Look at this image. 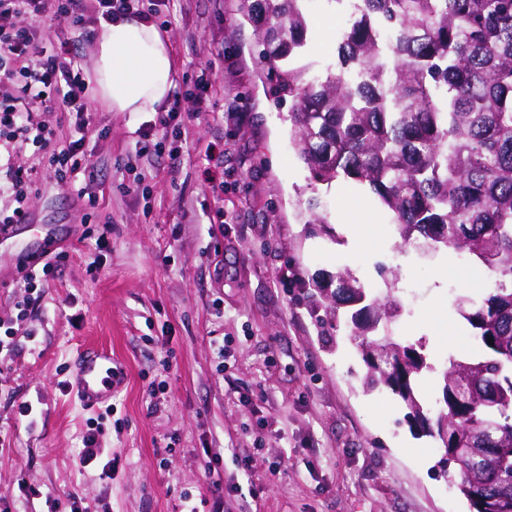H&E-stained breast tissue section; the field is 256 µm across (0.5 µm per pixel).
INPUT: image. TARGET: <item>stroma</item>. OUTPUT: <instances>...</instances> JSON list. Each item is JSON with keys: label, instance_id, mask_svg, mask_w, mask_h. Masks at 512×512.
Listing matches in <instances>:
<instances>
[{"label": "stroma", "instance_id": "35a3bbf8", "mask_svg": "<svg viewBox=\"0 0 512 512\" xmlns=\"http://www.w3.org/2000/svg\"><path fill=\"white\" fill-rule=\"evenodd\" d=\"M153 2L171 17L176 89L208 69L212 111L179 98L170 154L154 150L158 119L130 127L95 96L80 132L67 113H37L57 147L83 141L89 173L68 185L32 146L14 152L36 191L28 223L0 246V268L49 230L65 256L39 294L15 274L0 281V322L16 331L14 352L0 357V505L69 512L75 493L86 512H180L187 500L199 512H470L435 469L441 440L410 425L390 390L363 392L359 351L318 322L312 293L318 282L335 288L343 268L377 295L386 292L381 269L410 273L419 289L397 286L390 332L443 364L477 346L461 336L445 352L440 341L460 320L456 295H484L487 269L460 263L442 282L437 256L397 241L370 237L352 252L346 225L391 216L352 182H315L296 157L290 106L268 93L240 0ZM37 25L71 42L92 73L95 16ZM340 27L336 9L312 10L316 73L335 64ZM313 196L327 223H300ZM82 345L110 349L122 369L110 415L64 389ZM25 402L35 418L20 415ZM93 428L98 455L84 464ZM408 444L426 465L409 458Z\"/></svg>", "mask_w": 512, "mask_h": 512}]
</instances>
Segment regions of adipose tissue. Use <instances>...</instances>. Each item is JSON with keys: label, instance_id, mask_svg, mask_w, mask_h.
<instances>
[{"label": "adipose tissue", "instance_id": "obj_1", "mask_svg": "<svg viewBox=\"0 0 512 512\" xmlns=\"http://www.w3.org/2000/svg\"><path fill=\"white\" fill-rule=\"evenodd\" d=\"M95 91L110 111L139 124L157 112L174 86L167 38L137 14L101 22L93 64Z\"/></svg>", "mask_w": 512, "mask_h": 512}]
</instances>
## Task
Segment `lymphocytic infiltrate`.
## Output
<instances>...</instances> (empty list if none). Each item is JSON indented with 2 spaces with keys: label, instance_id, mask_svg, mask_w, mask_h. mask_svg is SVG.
<instances>
[{
  "label": "lymphocytic infiltrate",
  "instance_id": "obj_1",
  "mask_svg": "<svg viewBox=\"0 0 512 512\" xmlns=\"http://www.w3.org/2000/svg\"><path fill=\"white\" fill-rule=\"evenodd\" d=\"M103 19L134 11L153 24L162 19L151 7H137L136 0H0V140L21 142L48 152L59 182H68L88 168L81 140L65 148L55 146L53 130L33 122L32 112H65L83 126L88 112L89 84L81 67L72 61L68 42L37 34L34 18L45 13L68 16L83 25L87 10ZM32 181L21 167L7 166L0 175V195L13 203L0 209V224H23L28 219Z\"/></svg>",
  "mask_w": 512,
  "mask_h": 512
}]
</instances>
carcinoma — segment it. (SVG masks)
Returning a JSON list of instances; mask_svg holds the SVG:
<instances>
[{"instance_id": "obj_1", "label": "carcinoma", "mask_w": 512, "mask_h": 512, "mask_svg": "<svg viewBox=\"0 0 512 512\" xmlns=\"http://www.w3.org/2000/svg\"><path fill=\"white\" fill-rule=\"evenodd\" d=\"M260 25V63L270 95L290 101L292 145L313 179L367 187L395 221L399 244L442 247L481 262L498 280L481 299L459 295V315L480 357L454 359L440 373L442 397L418 385L436 368L412 346L390 340L398 307L373 295L349 269L331 291L317 287L326 318L345 322L367 372L362 388H383L429 424L446 448H512V0H362L342 34L335 69L308 75V0H241ZM455 464L457 488L474 512H512V455L499 477Z\"/></svg>"}]
</instances>
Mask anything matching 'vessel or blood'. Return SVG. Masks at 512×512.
Returning <instances> with one entry per match:
<instances>
[{
    "label": "vessel or blood",
    "instance_id": "vessel-or-blood-1",
    "mask_svg": "<svg viewBox=\"0 0 512 512\" xmlns=\"http://www.w3.org/2000/svg\"><path fill=\"white\" fill-rule=\"evenodd\" d=\"M121 375L111 352L101 346L81 348L74 359V371L67 389L81 406L93 409L112 399V392Z\"/></svg>",
    "mask_w": 512,
    "mask_h": 512
}]
</instances>
